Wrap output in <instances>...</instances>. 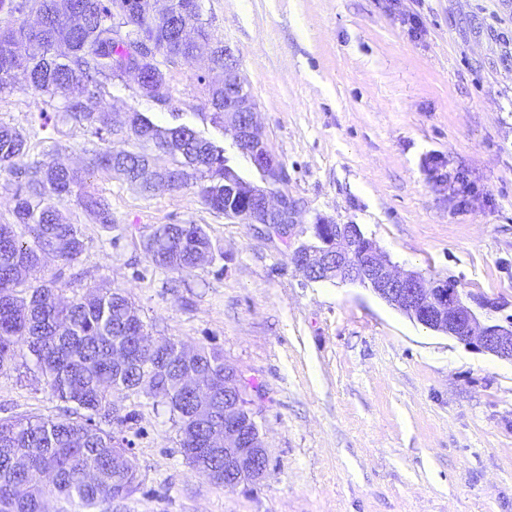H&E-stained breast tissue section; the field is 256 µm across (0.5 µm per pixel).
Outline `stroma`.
I'll list each match as a JSON object with an SVG mask.
<instances>
[{"mask_svg": "<svg viewBox=\"0 0 512 512\" xmlns=\"http://www.w3.org/2000/svg\"><path fill=\"white\" fill-rule=\"evenodd\" d=\"M257 104L269 148L299 206L294 234L214 213L195 186L144 193L94 170L112 213L98 224L76 197L59 202L86 249L42 276L66 297L124 291L152 336L223 353L247 385L271 461L267 480L228 491L193 471L151 399L115 395L138 415L124 436L144 479L122 512H512V362L411 321L359 284L310 282L293 243L316 218L359 225L391 262L512 315V0H202ZM417 12L410 36L399 11ZM171 103L114 81L96 126L51 111L24 76L0 91V122L30 158L87 168L119 148L95 128L127 112L187 124L257 174L233 136L205 119L208 53L168 66ZM469 184L467 205L427 174L429 156ZM155 224H198L211 262L155 268L142 241ZM65 405L31 355L0 372V417H60Z\"/></svg>", "mask_w": 512, "mask_h": 512, "instance_id": "1", "label": "stroma"}]
</instances>
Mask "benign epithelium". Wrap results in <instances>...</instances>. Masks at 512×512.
<instances>
[{
  "label": "benign epithelium",
  "mask_w": 512,
  "mask_h": 512,
  "mask_svg": "<svg viewBox=\"0 0 512 512\" xmlns=\"http://www.w3.org/2000/svg\"><path fill=\"white\" fill-rule=\"evenodd\" d=\"M233 56L224 50V60L211 53L212 63L224 70V127L233 131L234 143L260 176L255 183L243 179L227 186L231 197L245 208L224 214L227 219H245L247 224H266L271 232L285 235L296 225L298 204L288 196L286 167L268 147L264 130L256 119L254 99L242 89ZM295 269L308 281L359 283L370 287L387 304L411 320L490 353L512 360V323L495 320L498 306L482 298L462 299L445 279H426L417 271H399L380 247L362 233L357 224H337L320 219L311 238L298 242L292 251ZM246 393L240 377L224 372V484L240 478L257 485L269 474V455L258 444L248 421L239 412Z\"/></svg>",
  "instance_id": "obj_1"
}]
</instances>
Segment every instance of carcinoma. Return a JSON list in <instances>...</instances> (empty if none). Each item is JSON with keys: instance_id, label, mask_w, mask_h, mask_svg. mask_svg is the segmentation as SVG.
I'll list each match as a JSON object with an SVG mask.
<instances>
[{"instance_id": "obj_1", "label": "carcinoma", "mask_w": 512, "mask_h": 512, "mask_svg": "<svg viewBox=\"0 0 512 512\" xmlns=\"http://www.w3.org/2000/svg\"><path fill=\"white\" fill-rule=\"evenodd\" d=\"M26 8L37 14L39 33L23 22L0 30V90L22 70L33 91L62 94L55 111L77 123L94 122L90 104L109 94L117 73H137L151 91L167 88L157 57L172 65L195 57L190 44L168 33V20L145 8L116 31L118 0H20L15 12ZM127 137L138 142L136 150H108L96 155V166L144 192L169 180L197 186L202 202L218 212L231 204L224 183L236 168L224 166L216 157L224 148L194 128L162 127L141 112L131 118ZM2 172L16 182L12 215L25 235L0 234V371L27 349L52 394L69 407L62 418H0V512H46L49 499L55 512H108L113 500L135 493L137 465L117 437L135 414L112 415V397L120 393L164 407L189 465L224 485V449L212 447L211 438L224 426V371L233 367L204 346L189 357L180 341L169 338L157 349L148 332L128 335L125 315L133 304L119 290L94 288L63 301L55 278L33 283L15 276L17 258L33 272L46 252L65 263L83 254L79 225L65 220L56 202L75 192L98 223H112V213L85 190L90 170L29 160L26 137L5 123ZM144 251L157 269L190 273L202 257H213V244L198 224H156ZM190 371L199 374L196 392L210 396L206 419L191 411Z\"/></svg>"}]
</instances>
